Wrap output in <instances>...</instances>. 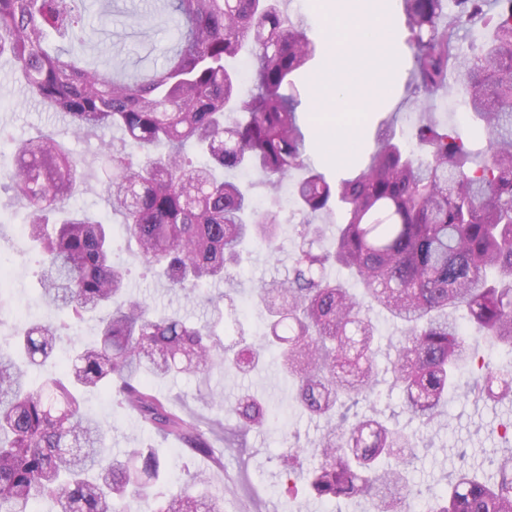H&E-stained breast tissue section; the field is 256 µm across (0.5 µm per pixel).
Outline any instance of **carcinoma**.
I'll return each instance as SVG.
<instances>
[{
    "mask_svg": "<svg viewBox=\"0 0 512 512\" xmlns=\"http://www.w3.org/2000/svg\"><path fill=\"white\" fill-rule=\"evenodd\" d=\"M82 0H0V57L11 61L30 98L65 118L71 135L100 138L112 175L111 212L128 242L165 285L211 307L194 322L157 314L128 295L129 271L112 259L105 216L69 207L80 162L51 130L16 140L0 166L23 208L24 232L37 243L41 303L68 316L0 338V512H224V493L200 473L176 492L163 484L167 463L152 448L103 453L110 426L85 411V392L101 388L160 438L184 445V458L222 464L212 434L152 391V381L188 372L247 374L272 360L296 390L301 410L327 421L308 450L286 449L281 478L293 491L307 481L315 497H365L373 512H409L403 467L417 458L421 433L392 429L349 410L374 390L378 333L369 312L383 307L405 336L386 372L403 409L421 426L439 420L448 391L478 389L512 400V360L485 363L481 379L461 384L482 340L512 354V0H400L413 52L409 88L428 111L429 96H460L482 130L485 160L473 163L469 135L430 120L409 140L379 137L368 164L334 184L305 162L302 99L294 76L316 54L303 20L280 0H163L134 24L145 34L166 15L178 31L162 64L129 75L74 49L85 30ZM479 38L463 42L475 26ZM252 57L244 94L231 61ZM252 172L269 191L257 209L229 172ZM293 180L306 222L295 233L291 267L255 294L265 332L250 342L220 336L223 312L204 286L234 280L241 250L260 242L282 249L279 196ZM339 216L337 234L313 222ZM102 309L98 341L37 383L71 328ZM244 393L227 412L245 435L278 413ZM316 464L302 468L301 457ZM394 458L402 466L385 461ZM424 512H512V452L496 474L461 466L449 491Z\"/></svg>",
    "mask_w": 512,
    "mask_h": 512,
    "instance_id": "1",
    "label": "carcinoma"
}]
</instances>
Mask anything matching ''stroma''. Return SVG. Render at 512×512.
I'll use <instances>...</instances> for the list:
<instances>
[{"label":"stroma","mask_w":512,"mask_h":512,"mask_svg":"<svg viewBox=\"0 0 512 512\" xmlns=\"http://www.w3.org/2000/svg\"><path fill=\"white\" fill-rule=\"evenodd\" d=\"M282 8L290 17L304 20L309 37L317 44L314 59L296 78L297 87L305 92L299 112L307 142L305 161L328 181L350 177L368 163L380 132L390 127L408 130L418 121L420 114L408 102L406 90L413 69L412 53L410 49H403L400 63L390 77L388 91L362 103L364 117L358 146L347 161L335 164L326 156L323 131L315 122L314 114L336 110L337 105L332 100H314L310 91L314 82L324 74V57L330 50L326 26L337 13L336 0H283ZM85 24L92 33L86 50L89 55L100 59L119 58L133 62L138 57L147 56L159 63L175 37L170 28L161 26L152 29L144 38L117 17L111 23H103L94 10L86 14ZM11 69L10 61L0 58V116L6 117V127L13 137L21 140L48 126L51 118L31 102L20 82L11 79ZM68 145L81 161L82 179L74 199L75 206L95 212L105 211L103 188L110 168L99 139L94 136L72 139ZM110 233L114 260L131 271L129 290L133 297L146 301L158 312H180L195 319L208 316L209 310L204 304L187 301L154 278L144 275L141 260L135 248L128 246L119 222H111ZM37 260V249L22 233L20 205L12 189L2 185L0 275L5 281L0 284V337L11 334L15 328L28 322L51 315L39 301ZM288 266V251H281L274 258L267 249L255 245L248 259L237 268L234 285L217 283L211 285L210 291L216 296L230 294L241 321L249 333L256 336L263 324L252 301L253 290L260 284L285 278ZM373 317L380 336L377 355L379 383L372 394L360 401L357 410L362 414L375 411L390 423L414 429V422L402 411V396L398 390L390 388L386 372L404 330L388 319L383 311H374ZM208 386L222 394L224 405L232 404L241 390L249 389L285 410L280 422L251 432L240 443L230 433L235 420L224 413V405L208 407L198 401L199 381L194 374L183 373L154 383L153 389L161 398L204 418L223 420L226 432L216 443L224 461L220 469L212 467L205 459L195 460L189 468H182L174 443L145 430L134 416L116 411L103 392H88L86 407L112 427L107 453L116 454L144 443L154 444L161 456L172 461L173 486L182 485L187 472L202 470L209 472L214 485L224 486V512H372L369 500L363 497L324 502L316 499L303 483L299 484L298 493L293 497L281 490L279 457L282 452L291 446L313 447L323 435L326 424L320 419L286 411L285 405L293 394V388L275 366H267L264 371L247 376L216 369L210 375ZM446 412L445 419L426 429L428 449L409 466L413 512H424L427 504L447 489L458 464L455 449H463L470 463L488 475L493 471L492 460L512 447L511 439H500L496 433L500 425L512 423V401H491L477 393L452 396L448 399Z\"/></svg>","instance_id":"1"}]
</instances>
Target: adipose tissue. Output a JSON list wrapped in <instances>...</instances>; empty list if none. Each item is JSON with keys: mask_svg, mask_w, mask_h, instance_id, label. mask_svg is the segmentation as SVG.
<instances>
[{"mask_svg": "<svg viewBox=\"0 0 512 512\" xmlns=\"http://www.w3.org/2000/svg\"><path fill=\"white\" fill-rule=\"evenodd\" d=\"M387 16L370 17L361 13H350L337 16L331 32L330 44L338 59H345L349 48L355 44L371 45L372 51L368 59L358 61L357 69H372L375 80L369 84L366 93L368 97L385 93L388 88V78L396 66L400 56L398 44L381 36L382 27L387 26Z\"/></svg>", "mask_w": 512, "mask_h": 512, "instance_id": "adipose-tissue-1", "label": "adipose tissue"}]
</instances>
